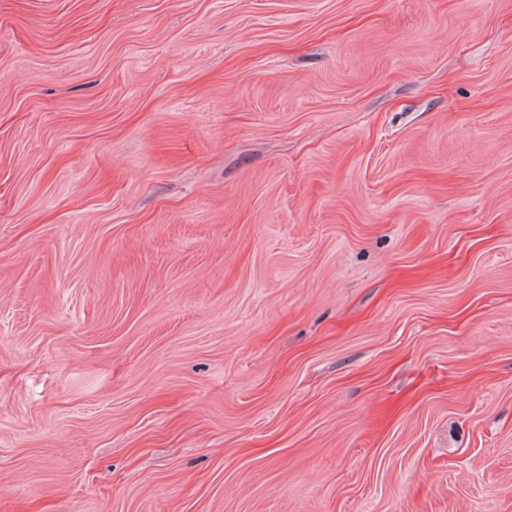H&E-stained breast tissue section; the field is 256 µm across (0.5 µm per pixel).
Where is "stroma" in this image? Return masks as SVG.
Here are the masks:
<instances>
[{
    "label": "stroma",
    "instance_id": "1",
    "mask_svg": "<svg viewBox=\"0 0 512 512\" xmlns=\"http://www.w3.org/2000/svg\"><path fill=\"white\" fill-rule=\"evenodd\" d=\"M0 512H512V0H0Z\"/></svg>",
    "mask_w": 512,
    "mask_h": 512
}]
</instances>
